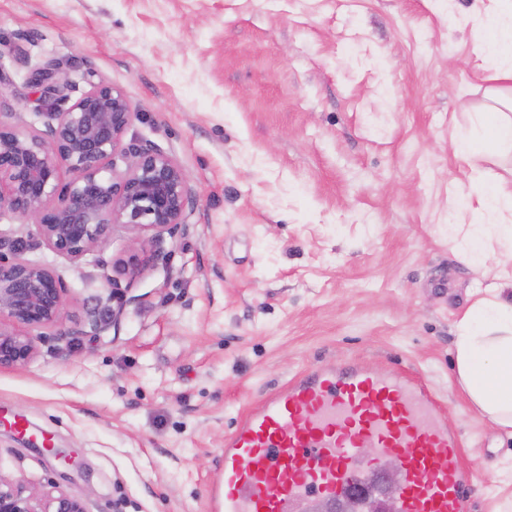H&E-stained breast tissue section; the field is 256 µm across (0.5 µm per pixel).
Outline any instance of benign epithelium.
<instances>
[{
    "instance_id": "1",
    "label": "benign epithelium",
    "mask_w": 512,
    "mask_h": 512,
    "mask_svg": "<svg viewBox=\"0 0 512 512\" xmlns=\"http://www.w3.org/2000/svg\"><path fill=\"white\" fill-rule=\"evenodd\" d=\"M56 64L33 70L29 81L53 103L68 82L54 79ZM42 127L21 128L0 118V213L30 227L25 234L0 231V370L28 366L36 357L35 337L104 336L123 305L107 315L82 317L71 311L62 274L26 257L32 242L71 263L101 250L114 232L129 234L127 250L112 259L104 284L118 288L116 276L133 284L157 256L164 238L186 231L193 190L183 168L160 149L125 141L136 118L124 93L98 84L69 108L39 113ZM72 178L62 183V173ZM391 478L383 498L369 500L365 512H392L401 463L378 462ZM0 512H86L83 499L58 489H26L0 475Z\"/></svg>"
}]
</instances>
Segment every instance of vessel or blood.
Listing matches in <instances>:
<instances>
[{"instance_id": "1", "label": "vessel or blood", "mask_w": 512, "mask_h": 512, "mask_svg": "<svg viewBox=\"0 0 512 512\" xmlns=\"http://www.w3.org/2000/svg\"><path fill=\"white\" fill-rule=\"evenodd\" d=\"M365 448L402 462L397 512H466L473 479L428 390L349 362L299 373L238 419L224 439L221 512H293L312 493L362 512L380 496L375 467L354 463Z\"/></svg>"}]
</instances>
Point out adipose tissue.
Segmentation results:
<instances>
[{"mask_svg": "<svg viewBox=\"0 0 512 512\" xmlns=\"http://www.w3.org/2000/svg\"><path fill=\"white\" fill-rule=\"evenodd\" d=\"M499 21H486L485 71L512 81V40L495 37ZM456 369L463 389L483 414L512 433V303L496 299L473 304L459 324Z\"/></svg>", "mask_w": 512, "mask_h": 512, "instance_id": "ef3b65f1", "label": "adipose tissue"}]
</instances>
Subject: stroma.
Segmentation results:
<instances>
[{"instance_id": "35a3bbf8", "label": "stroma", "mask_w": 512, "mask_h": 512, "mask_svg": "<svg viewBox=\"0 0 512 512\" xmlns=\"http://www.w3.org/2000/svg\"><path fill=\"white\" fill-rule=\"evenodd\" d=\"M512 0H0V110L38 123L34 68L97 84L137 117L128 138L173 157L196 193L183 236L126 293L103 337L44 336L0 370V406L75 457L69 466L0 424V475L59 487L88 512H219L224 438L307 367L353 360L434 394L475 475L468 512L512 503V437L455 371L476 301L512 298V240L459 245L479 191L512 192V146L470 160L499 111L480 68L484 20ZM58 268L76 311L107 303L98 258Z\"/></svg>"}]
</instances>
